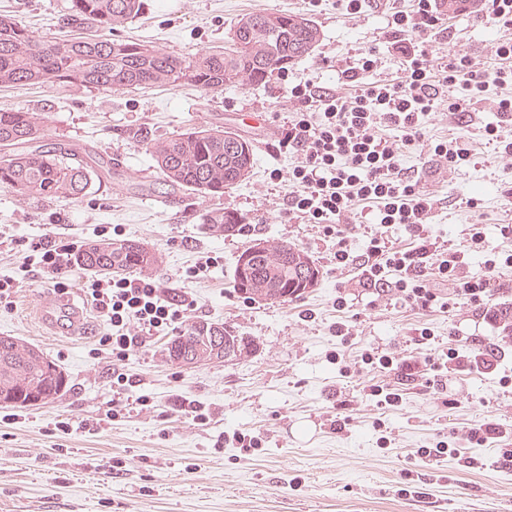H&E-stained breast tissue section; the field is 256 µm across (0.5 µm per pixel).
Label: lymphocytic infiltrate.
Instances as JSON below:
<instances>
[{"label":"lymphocytic infiltrate","instance_id":"lymphocytic-infiltrate-1","mask_svg":"<svg viewBox=\"0 0 512 512\" xmlns=\"http://www.w3.org/2000/svg\"><path fill=\"white\" fill-rule=\"evenodd\" d=\"M487 11L494 25L506 33L491 51L507 60V67L486 74L460 49L431 56L428 44L443 28L444 0H413L412 9L393 12L386 33L400 61L402 81L369 80L381 59L376 49L368 48L340 68L348 93L322 92L307 79L292 82L288 95L303 109L283 128L278 146L280 152L298 157L288 172V217L318 225L325 235L335 237L338 269L350 262L345 231L353 224L358 206L373 204L380 230L370 238L362 265L370 285L424 310L470 305L495 324L499 317L491 297L505 288L497 272L512 266V253L487 258L483 273H472L469 257L480 251L484 241L479 224L469 226L465 250L439 251L428 230L433 199L420 180L402 168L404 148L424 140L422 116L443 107L456 115L472 100H490L497 121L486 125L482 136L498 153L512 156V0H487ZM395 225L404 227L413 246L387 247L382 232ZM76 249L74 242L47 236L29 245L27 260L61 290ZM443 285L448 288L444 294L439 291ZM86 292L111 329L100 342L119 359L140 347L144 337L174 329L184 312L195 308L191 300L174 305L159 284L148 278L91 279ZM132 325L137 335L129 334ZM500 352L495 344L473 352L452 346L440 358L420 362L366 350L357 361L431 388L446 385L451 370L498 372ZM506 436L503 424L492 420L471 429L465 438L453 435L434 447L417 449L416 454L456 456L461 443L482 445Z\"/></svg>","mask_w":512,"mask_h":512}]
</instances>
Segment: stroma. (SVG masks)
<instances>
[{
    "label": "stroma",
    "mask_w": 512,
    "mask_h": 512,
    "mask_svg": "<svg viewBox=\"0 0 512 512\" xmlns=\"http://www.w3.org/2000/svg\"><path fill=\"white\" fill-rule=\"evenodd\" d=\"M65 0H0V15L15 16L36 35L55 37ZM299 12L320 27L322 39L310 57L265 84H239L219 92L191 88L102 89L17 85L0 88V110L43 113L54 141L89 148L117 161L116 174L95 182L77 200H22L0 189V231L15 246L0 247V270L18 281L10 303L0 304V336L37 345L60 365L69 390L53 402L20 409L0 407V512H512V470L503 469L495 443L463 449L484 463L469 470L453 458H411L438 435L477 427L487 416L512 424V385L498 376L449 372L457 403L449 408L439 393L415 385L403 388L401 406L378 409L361 390L362 381L394 382L378 371L342 377V366L365 349L418 358L434 357L448 345L471 349L497 342L496 326L475 308L423 311L379 296L375 289L342 280L336 271L332 238L321 228L288 219V188L272 179L287 173L296 157L278 150L281 128L296 112L290 81L312 78L316 85L342 91L336 62L357 48L379 50L381 77L399 76V60L383 41L391 15L388 0L353 16L334 0H145L142 14L121 29L129 40L148 42L169 53L191 57L226 46L244 14ZM449 32L436 49L461 48L487 72L497 58L488 46L496 28L482 12L448 16ZM244 112H263V129L244 126ZM496 119L488 105L468 109V127L458 128L447 111L424 118L426 138L455 132L476 135ZM220 125L249 140L255 165L249 179L222 195L167 193L151 157L129 134L171 137L198 126ZM403 166L421 179L434 201L430 231L440 243L459 246L469 225H482L484 252L471 270L482 273L484 254L512 248L501 233L512 225V159L492 145L479 144L474 163L457 173L425 148L406 153ZM237 211L245 231L212 235L202 217L215 209ZM118 228L121 238L137 239L155 250L161 265L151 274L176 300L192 298L185 322L204 320L255 339L247 357L197 367L166 361L168 335L147 338L123 360L99 343L110 332L83 292L89 273L74 266L66 291L45 276L26 271L25 243L50 235L85 245L102 228ZM284 241L307 252L322 277L300 299L285 304L247 300L234 293L232 276L239 254L252 240ZM213 257L206 278L193 277L196 265ZM347 306L338 309L337 296ZM85 310L73 328L63 307ZM54 306L57 325H41L32 307ZM348 320L352 334L332 333ZM432 334L420 343L416 329ZM129 378L130 403L116 417L112 374ZM202 404L199 421L185 402ZM346 419L343 430L333 423ZM391 433L379 447L374 421ZM69 422L70 431L59 428ZM260 437L249 452L227 445L224 435Z\"/></svg>",
    "instance_id": "35a3bbf8"
}]
</instances>
